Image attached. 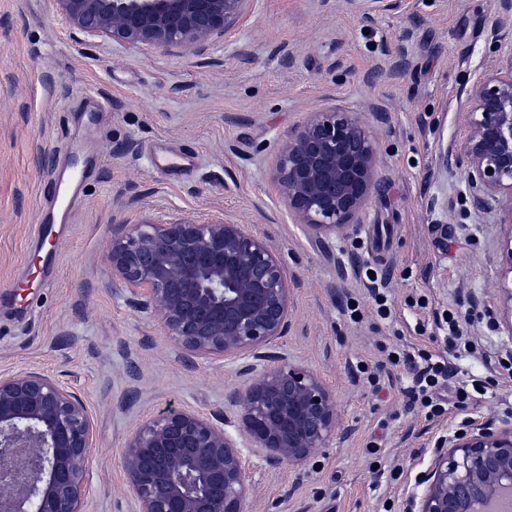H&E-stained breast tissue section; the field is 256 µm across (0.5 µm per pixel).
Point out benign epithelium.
<instances>
[{"label":"benign epithelium","mask_w":512,"mask_h":512,"mask_svg":"<svg viewBox=\"0 0 512 512\" xmlns=\"http://www.w3.org/2000/svg\"><path fill=\"white\" fill-rule=\"evenodd\" d=\"M63 22L88 37L133 46L202 47L244 0H57ZM512 0H494L490 36L501 64L466 89L459 153L476 207L505 198L512 214V42L499 37ZM275 179L294 223L348 234L378 190L370 127L329 108L277 154ZM107 259L130 299L189 358L239 363L252 375L228 401L234 414L186 407L137 425L122 465L133 512H247L245 451L268 465H301L336 435V402L322 380L271 351L288 330L290 281L266 239L221 216L124 224ZM92 423L86 405L35 372L0 376V512H85ZM408 512H477L512 485V424L442 436Z\"/></svg>","instance_id":"benign-epithelium-1"}]
</instances>
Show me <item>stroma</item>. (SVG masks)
<instances>
[{"instance_id":"35a3bbf8","label":"stroma","mask_w":512,"mask_h":512,"mask_svg":"<svg viewBox=\"0 0 512 512\" xmlns=\"http://www.w3.org/2000/svg\"><path fill=\"white\" fill-rule=\"evenodd\" d=\"M492 0H246L201 48H136L65 26L56 0H0V375L43 373L86 405L94 424L85 512H133L122 449L146 416L227 407L245 380L234 365L186 360L159 323L130 304L106 259L118 226L142 217L224 216L266 237L296 283L289 328L274 343L322 379L336 400L328 448L305 465L246 454L248 512H407L441 436L470 422H512V286L503 245L507 204L476 208L457 151L465 90L495 66ZM98 95L108 112H81ZM369 118L384 184L362 224L317 237L294 224L274 180L279 148L315 112ZM101 157L59 252L58 274L30 302L14 282L27 255L42 184L70 140ZM165 144L189 171L151 161ZM385 275L394 317L376 315L358 267ZM361 316L350 320L347 303ZM462 315L473 354L457 380L485 396L427 417L411 373L388 349L442 348L444 311ZM369 367L357 371V364Z\"/></svg>"}]
</instances>
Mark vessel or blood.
Wrapping results in <instances>:
<instances>
[{
    "label": "vessel or blood",
    "mask_w": 512,
    "mask_h": 512,
    "mask_svg": "<svg viewBox=\"0 0 512 512\" xmlns=\"http://www.w3.org/2000/svg\"><path fill=\"white\" fill-rule=\"evenodd\" d=\"M87 178L86 164L77 161L69 164L64 172H52L45 183L43 194L49 204L40 209L29 242L30 252L41 258L40 277H52L56 271L57 246L66 235L65 224L79 207Z\"/></svg>",
    "instance_id": "vessel-or-blood-1"
}]
</instances>
